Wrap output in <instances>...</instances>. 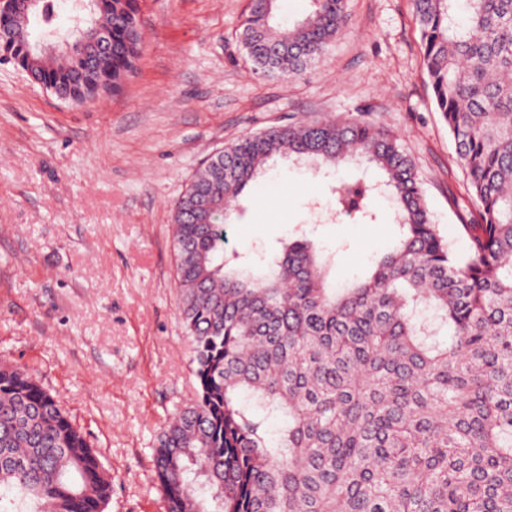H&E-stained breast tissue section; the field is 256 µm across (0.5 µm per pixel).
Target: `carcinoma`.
Listing matches in <instances>:
<instances>
[{
    "label": "carcinoma",
    "instance_id": "cac0c4a2",
    "mask_svg": "<svg viewBox=\"0 0 512 512\" xmlns=\"http://www.w3.org/2000/svg\"><path fill=\"white\" fill-rule=\"evenodd\" d=\"M112 31L96 68L33 36L17 14L12 63L68 96L118 91L140 55L141 0H90ZM424 65L477 223L457 256L396 136L371 120L312 119L247 133L208 159L175 204L180 313L195 401L158 437L168 512H512V0H412ZM249 0L240 39L254 71L285 78L342 30L344 0L276 21ZM288 159L326 174L349 161L377 184L336 189V211L372 218L387 196L400 236L371 274L328 282L298 237L256 269L224 259V225L246 187ZM112 481L60 402L0 366V512H104Z\"/></svg>",
    "mask_w": 512,
    "mask_h": 512
}]
</instances>
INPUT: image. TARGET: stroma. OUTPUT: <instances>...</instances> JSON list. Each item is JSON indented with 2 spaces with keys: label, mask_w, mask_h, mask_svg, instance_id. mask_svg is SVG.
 Returning a JSON list of instances; mask_svg holds the SVG:
<instances>
[{
  "label": "stroma",
  "mask_w": 512,
  "mask_h": 512,
  "mask_svg": "<svg viewBox=\"0 0 512 512\" xmlns=\"http://www.w3.org/2000/svg\"><path fill=\"white\" fill-rule=\"evenodd\" d=\"M247 0H143L144 49L116 95L61 100L0 63V365L57 397L112 478L105 512H166L157 436L193 402L173 215L196 171L241 135L287 121L365 117L413 160L443 239L467 255L475 210L433 101L411 0H346L347 23L302 74H256L238 36ZM328 176L278 161L242 194L224 251L258 261L296 235L333 256L331 283L367 275L397 228L335 216ZM314 191H305L306 183Z\"/></svg>",
  "instance_id": "35a3bbf8"
}]
</instances>
